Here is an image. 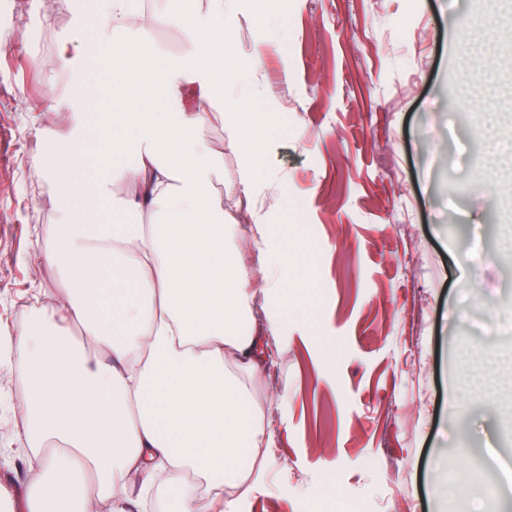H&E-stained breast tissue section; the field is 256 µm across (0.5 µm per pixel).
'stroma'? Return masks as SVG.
<instances>
[{"mask_svg":"<svg viewBox=\"0 0 512 512\" xmlns=\"http://www.w3.org/2000/svg\"><path fill=\"white\" fill-rule=\"evenodd\" d=\"M99 12L100 0H0V323L62 296L38 257L57 222L43 148L100 112L113 67L160 48L158 75L182 93L148 109L241 92L270 119L234 237L252 272L262 220L288 265L269 302L280 346L256 388L268 482L238 512H512V0H224V37L207 50L233 52L235 93L197 73L187 29L104 31ZM62 42L75 56L64 68ZM91 47L108 60L97 73L82 65ZM452 96L478 111L461 121ZM451 176L466 197L445 191ZM13 364L0 373V485L20 495L41 470L20 438Z\"/></svg>","mask_w":512,"mask_h":512,"instance_id":"35a3bbf8","label":"stroma"}]
</instances>
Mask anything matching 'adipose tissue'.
<instances>
[{
  "label": "adipose tissue",
  "mask_w": 512,
  "mask_h": 512,
  "mask_svg": "<svg viewBox=\"0 0 512 512\" xmlns=\"http://www.w3.org/2000/svg\"><path fill=\"white\" fill-rule=\"evenodd\" d=\"M176 92L143 55L112 77L104 135L114 156L136 158L112 173L125 223L98 222L105 182L85 178L75 156L37 167L62 199L39 254L67 288L52 314L0 329V346L25 360L22 438L42 468L8 512H128L158 487L176 489L178 512H236L266 483L270 442L250 382L274 327L256 305L277 289L288 252L256 225L260 264L249 277L228 236L260 177L252 146L264 117L206 95L189 111L140 106ZM217 122L240 158L221 202L212 180L222 160L201 135Z\"/></svg>",
  "instance_id": "1"
}]
</instances>
